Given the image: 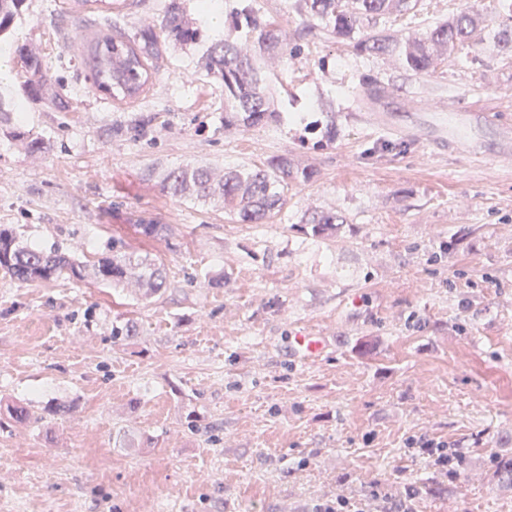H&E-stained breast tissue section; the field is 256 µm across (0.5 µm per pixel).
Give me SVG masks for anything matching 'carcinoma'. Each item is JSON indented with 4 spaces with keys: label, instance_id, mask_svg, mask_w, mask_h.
<instances>
[{
    "label": "carcinoma",
    "instance_id": "cac0c4a2",
    "mask_svg": "<svg viewBox=\"0 0 512 512\" xmlns=\"http://www.w3.org/2000/svg\"><path fill=\"white\" fill-rule=\"evenodd\" d=\"M26 0H0V42L13 35L24 13ZM418 0H293L291 7L309 33L325 32L343 39L356 54L388 58L415 75L435 70L448 55L461 51L475 41L484 23L482 14L467 9L444 21H438L421 34L398 39L377 28L387 15H403L416 8ZM502 22L487 32L493 47L512 52V0H499ZM231 33L209 42L204 32L193 26L184 13L182 0H170L161 22L166 37L180 45L200 46L199 70L224 86V129H248L286 118L268 91L259 61L274 63L284 55H297L288 49L281 28L259 15L252 0H237L227 14ZM87 67L98 91L117 100L135 101L149 85V60L158 55V39L151 26L133 36L118 30L88 40ZM25 68L23 90L27 96L41 100L59 110L65 108L55 81L40 58L19 51ZM23 113L0 97V124L12 123L11 134L27 138V147L43 152L49 142L22 131ZM315 171L300 168L286 156L270 159L261 166L227 167L223 173L207 165H187L166 171L163 189L175 196L203 203H221L224 214L241 224H265L282 209L289 187L308 182ZM346 223L333 208H315L302 217L311 235L328 237ZM138 233L156 239L168 236L170 228L153 219H142ZM0 273L15 281H49L65 274L87 276L99 284L118 285L135 281L143 295L160 293L166 285L163 265L126 251L119 241H112V255L87 269L59 250L37 246H18L13 233L0 229ZM138 335L137 326L127 320L112 325V341Z\"/></svg>",
    "mask_w": 512,
    "mask_h": 512
}]
</instances>
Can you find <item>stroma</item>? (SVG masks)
Returning <instances> with one entry per match:
<instances>
[{
  "instance_id": "stroma-1",
  "label": "stroma",
  "mask_w": 512,
  "mask_h": 512,
  "mask_svg": "<svg viewBox=\"0 0 512 512\" xmlns=\"http://www.w3.org/2000/svg\"><path fill=\"white\" fill-rule=\"evenodd\" d=\"M169 0L99 5L28 0L0 43L23 127L42 154L0 129V225L25 244L82 262L113 240L161 262L168 285L20 283L0 276V512H316L339 499L361 512H512V166L496 126L472 123L478 151L433 152L411 131L438 114L493 112L512 124V55L491 42L451 54L430 74L354 53L327 35L302 40L289 0H253L302 46L269 69L281 125L224 130V89L197 48L161 39L149 89L131 104L99 92L83 63L101 24L159 25ZM497 0H420L381 19L404 36ZM44 62L68 103L55 112L15 78L17 47ZM389 90L357 102L362 81ZM336 140L319 146L321 112ZM401 125L394 132L369 111ZM145 125L142 138L125 133ZM287 155L316 170L290 187L266 224L163 190V170L221 169ZM316 207L347 218L305 238ZM172 228L149 240L141 217ZM139 334L113 342L112 324ZM328 337L320 361L294 358L297 331ZM33 413L7 422L10 406ZM426 438L461 454L440 471Z\"/></svg>"
}]
</instances>
